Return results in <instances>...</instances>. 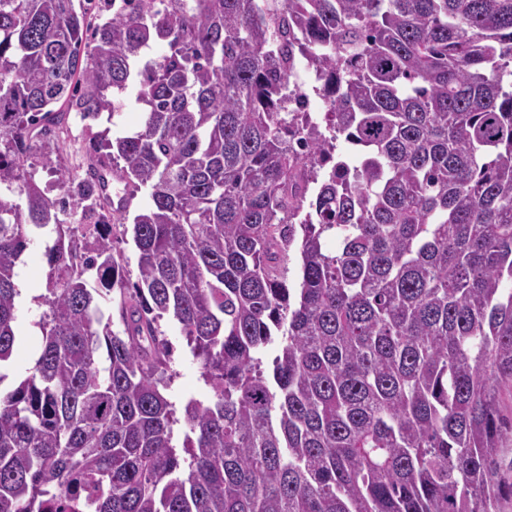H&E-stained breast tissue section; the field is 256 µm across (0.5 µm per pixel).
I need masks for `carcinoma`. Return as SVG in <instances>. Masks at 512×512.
I'll return each mask as SVG.
<instances>
[{"label": "carcinoma", "mask_w": 512, "mask_h": 512, "mask_svg": "<svg viewBox=\"0 0 512 512\" xmlns=\"http://www.w3.org/2000/svg\"><path fill=\"white\" fill-rule=\"evenodd\" d=\"M90 10L0 0V384L16 268L35 231L56 234L40 353L0 389V512H498L512 0H103L94 25ZM130 95L141 125L113 132ZM72 110L109 127L85 177L55 168L50 199L25 162L52 164ZM104 168L142 209L98 211ZM76 207L79 225L59 219ZM166 315L207 403L163 393ZM122 227L116 224L113 228L114 233V246L117 250L124 253L126 258V276L131 279L132 282L136 281L138 275V255L135 248L132 245L129 235L127 236V242H123L121 239Z\"/></svg>", "instance_id": "obj_1"}]
</instances>
